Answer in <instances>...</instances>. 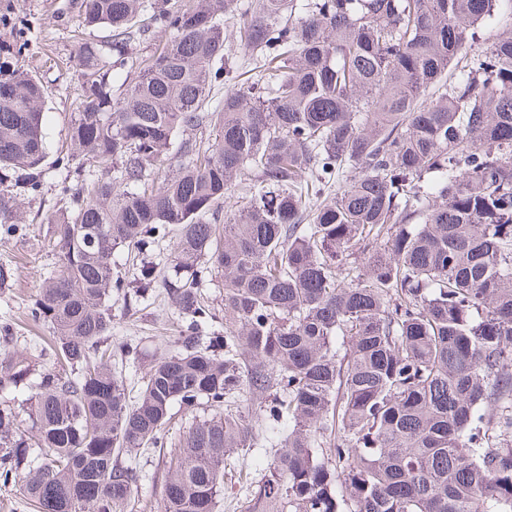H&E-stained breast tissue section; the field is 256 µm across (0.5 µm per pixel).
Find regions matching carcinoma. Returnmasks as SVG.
Instances as JSON below:
<instances>
[{"instance_id": "cac0c4a2", "label": "carcinoma", "mask_w": 512, "mask_h": 512, "mask_svg": "<svg viewBox=\"0 0 512 512\" xmlns=\"http://www.w3.org/2000/svg\"><path fill=\"white\" fill-rule=\"evenodd\" d=\"M498 2L192 0L153 13L171 38L144 57L149 0H85L109 35L77 46L68 136L95 177L61 182L49 218L58 263L30 315L51 369L29 426L0 409V472L36 512H125L121 457L164 448L175 403L207 415L159 512H220L261 425L276 444L244 475L245 512H512V31L468 53ZM45 106L28 73L0 78V185L22 170L39 188ZM22 219L0 189V239ZM122 249L142 255L131 280ZM133 283L163 288L180 329L132 400L112 357L135 351L102 342ZM29 376L0 359L1 390ZM245 390L262 414L239 409ZM224 278L221 272L213 271L202 283L200 292L213 314H216L214 328L224 336V288H222ZM219 318V319H218Z\"/></svg>"}]
</instances>
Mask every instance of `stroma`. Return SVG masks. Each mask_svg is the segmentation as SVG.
<instances>
[{"label":"stroma","mask_w":512,"mask_h":512,"mask_svg":"<svg viewBox=\"0 0 512 512\" xmlns=\"http://www.w3.org/2000/svg\"><path fill=\"white\" fill-rule=\"evenodd\" d=\"M82 0H0V68L19 69L35 75L46 92V125L49 154L43 186L29 195L23 183L12 188L23 205L25 231L0 241V268L11 277L0 284V353L29 352L44 343L47 326L28 315L42 279L57 264L48 242L54 227L48 216L61 212L66 201L59 192L61 181L79 185L91 177L92 168L69 174L56 165L66 144L73 101L81 90V69L75 57ZM110 344L130 343L138 361L127 367L126 384H134L163 353L176 334L177 316L159 291L148 298L113 296ZM169 452L141 455L139 477L127 512H158L163 495Z\"/></svg>","instance_id":"stroma-1"}]
</instances>
